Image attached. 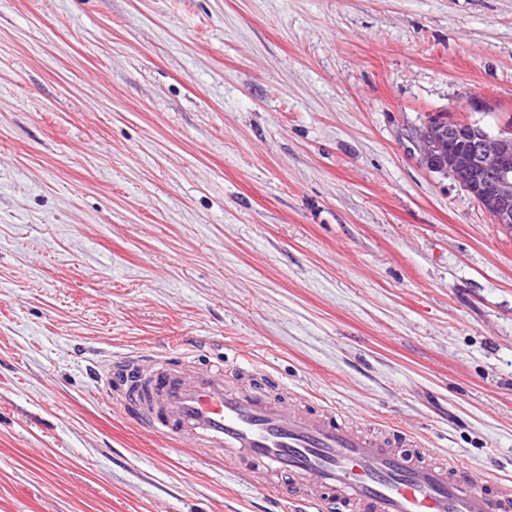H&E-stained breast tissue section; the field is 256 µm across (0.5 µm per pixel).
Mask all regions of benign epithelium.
Listing matches in <instances>:
<instances>
[{
	"mask_svg": "<svg viewBox=\"0 0 512 512\" xmlns=\"http://www.w3.org/2000/svg\"><path fill=\"white\" fill-rule=\"evenodd\" d=\"M466 145L444 150L438 140L458 137L453 127L438 130L430 125L412 137L422 165L432 172L449 175L463 186L490 214L494 223L512 225V132L491 133L467 125Z\"/></svg>",
	"mask_w": 512,
	"mask_h": 512,
	"instance_id": "1",
	"label": "benign epithelium"
}]
</instances>
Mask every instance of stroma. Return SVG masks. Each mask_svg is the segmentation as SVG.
<instances>
[{
    "mask_svg": "<svg viewBox=\"0 0 512 512\" xmlns=\"http://www.w3.org/2000/svg\"><path fill=\"white\" fill-rule=\"evenodd\" d=\"M438 112L512 122V0H0V512H293L134 428L129 351L512 481V229Z\"/></svg>",
    "mask_w": 512,
    "mask_h": 512,
    "instance_id": "35a3bbf8",
    "label": "stroma"
}]
</instances>
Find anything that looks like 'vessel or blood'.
Masks as SVG:
<instances>
[{
    "instance_id": "1",
    "label": "vessel or blood",
    "mask_w": 512,
    "mask_h": 512,
    "mask_svg": "<svg viewBox=\"0 0 512 512\" xmlns=\"http://www.w3.org/2000/svg\"><path fill=\"white\" fill-rule=\"evenodd\" d=\"M181 359L177 371L158 354L116 356L103 388L141 430L234 464L300 512H512L511 484L477 482L454 458L432 461L409 435H365L335 407L305 411L248 379L225 385L223 364Z\"/></svg>"
}]
</instances>
